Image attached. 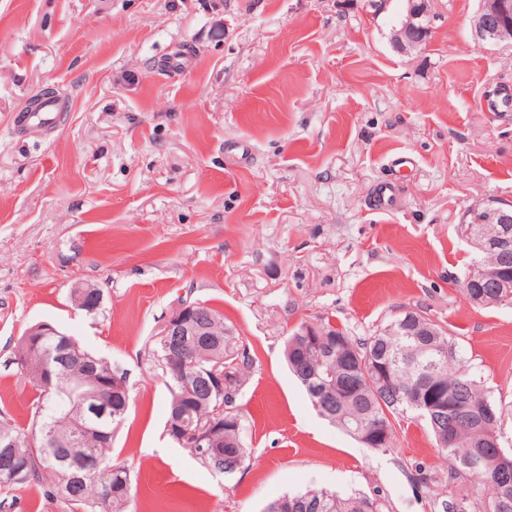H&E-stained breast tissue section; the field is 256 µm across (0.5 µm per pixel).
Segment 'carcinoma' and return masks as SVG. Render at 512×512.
Returning a JSON list of instances; mask_svg holds the SVG:
<instances>
[{
	"instance_id": "carcinoma-1",
	"label": "carcinoma",
	"mask_w": 512,
	"mask_h": 512,
	"mask_svg": "<svg viewBox=\"0 0 512 512\" xmlns=\"http://www.w3.org/2000/svg\"><path fill=\"white\" fill-rule=\"evenodd\" d=\"M499 264L512 272V251L507 255L485 254L472 266ZM73 304L95 315L101 304L89 284H77L70 290ZM512 304V288L488 293L483 306ZM200 317L195 330L205 335L187 361L186 372L210 368L222 363L227 373L225 394L207 404L184 383L183 374L170 364L178 354L161 339L151 353L167 378L170 392L167 423L186 431L208 426L215 407L221 403L230 410L233 421L215 426L212 431L216 449L225 455L247 458L243 441V419L234 407L250 357L235 347L231 328L213 308L198 303ZM410 321L409 336H389L379 328L366 338H354L329 320L320 321L331 336L334 350L325 355L306 345L302 327L288 336L285 358L289 369L308 396L318 388L322 394L321 415L331 419L350 436L364 442L365 430L379 422L394 433L397 417L410 414L426 422L435 438L441 459L447 464L448 483L457 487L448 498L436 500L438 512H512V449L500 446L499 427L502 409L463 364L458 346L447 329L414 311L402 312L394 322ZM64 344L75 347V356L65 364L56 360ZM94 353L79 340L64 332L43 335L42 326L25 330L16 355L24 379L39 391L35 404L34 428L18 429L11 419L0 414V489L8 490L36 478L54 484L58 494L70 505L71 512H125L131 497V473L114 464L105 449L112 445V432L125 419L130 406L129 388L112 392V411L104 416L89 414L80 398L92 390L101 376L126 380L124 373L103 360L95 373H85V360ZM438 391L455 405L454 413L444 420L418 408L420 393ZM46 429L52 441L34 446L30 434ZM457 430L453 444L448 432ZM178 441L176 436H171ZM180 442V441H178ZM208 469L220 466L212 452L195 446L193 437L180 442ZM98 460L100 469L112 475V491L100 493L94 477L77 471L67 461L70 455ZM264 512H388L385 500L376 496L343 495L326 489H308L284 494L270 501Z\"/></svg>"
}]
</instances>
